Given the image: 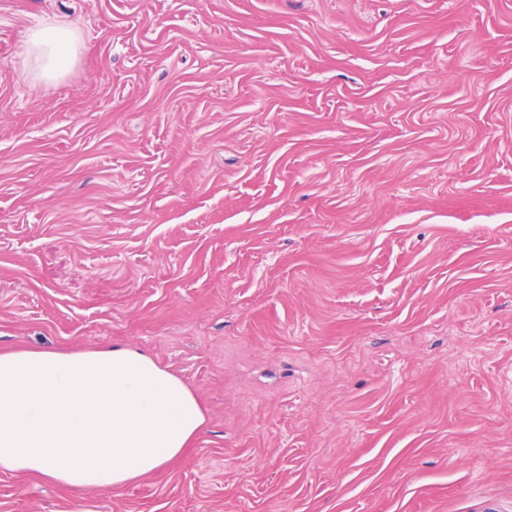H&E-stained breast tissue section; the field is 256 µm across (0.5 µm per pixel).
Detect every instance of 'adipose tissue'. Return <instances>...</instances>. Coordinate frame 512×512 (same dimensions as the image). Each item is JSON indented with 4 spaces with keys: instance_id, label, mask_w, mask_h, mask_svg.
Instances as JSON below:
<instances>
[{
    "instance_id": "adipose-tissue-1",
    "label": "adipose tissue",
    "mask_w": 512,
    "mask_h": 512,
    "mask_svg": "<svg viewBox=\"0 0 512 512\" xmlns=\"http://www.w3.org/2000/svg\"><path fill=\"white\" fill-rule=\"evenodd\" d=\"M78 49L73 27L41 23L27 72L58 80ZM206 423L183 379L136 350L0 352V475L118 490L181 458Z\"/></svg>"
}]
</instances>
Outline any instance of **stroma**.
<instances>
[{"label":"stroma","mask_w":512,"mask_h":512,"mask_svg":"<svg viewBox=\"0 0 512 512\" xmlns=\"http://www.w3.org/2000/svg\"><path fill=\"white\" fill-rule=\"evenodd\" d=\"M115 345L204 432L0 512H512V0H0V351ZM79 49L77 31L71 26L43 22L32 28L27 36L26 52L29 67L22 77L32 74L46 81L62 78L76 59Z\"/></svg>","instance_id":"1"}]
</instances>
